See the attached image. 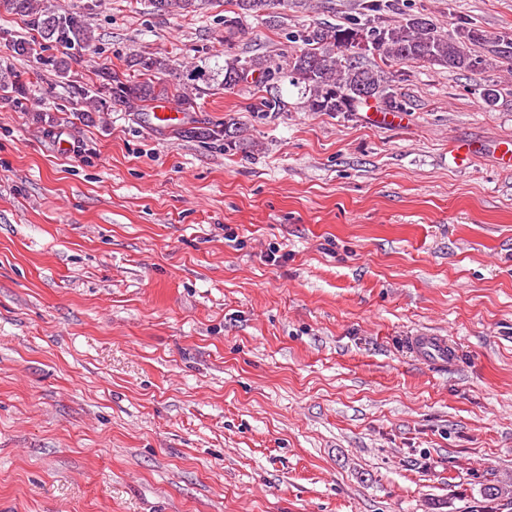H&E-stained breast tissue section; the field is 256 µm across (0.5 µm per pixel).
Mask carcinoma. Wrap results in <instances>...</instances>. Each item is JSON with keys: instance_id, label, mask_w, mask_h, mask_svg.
<instances>
[{"instance_id": "cac0c4a2", "label": "carcinoma", "mask_w": 512, "mask_h": 512, "mask_svg": "<svg viewBox=\"0 0 512 512\" xmlns=\"http://www.w3.org/2000/svg\"><path fill=\"white\" fill-rule=\"evenodd\" d=\"M281 0H234L235 10L224 16V65L221 86L231 91L250 83L255 89L269 94L258 96L245 106L247 112H279L284 104L273 91L288 82L298 89L307 107L313 112H356L371 98L390 110H400L403 103L391 88L394 74L376 64L364 61L358 52L359 40L366 37L372 50L394 63L422 61L451 71H476L487 65L485 55L476 47L486 43L511 46L509 37L491 38L482 31L463 23L458 38L439 30L432 19L413 15L398 24H380L375 17L385 11V0H367L363 7L366 22L347 25H324L306 28L288 36L295 44L291 50L273 55L243 56L235 52L234 36L247 17H261ZM154 13L179 15L203 8V0H150ZM0 13L23 18L32 34L28 39L17 36L9 39L13 52L32 60L33 71L52 68L58 77L68 72L75 55L90 49L96 41L94 29L83 11L58 13L46 8L39 0H0ZM58 52L48 56V50ZM135 70L146 79L136 80L129 74ZM173 70L170 60L158 56L134 55L126 69L104 67L98 71L97 85L78 87L74 97L86 103L88 111H96L102 95L114 105L147 108L161 96L176 93L182 110L194 112L196 99L211 89V75L195 67L186 74L187 83L175 91L163 82L147 79L152 74ZM23 73L12 68L0 71V90L14 94L16 104L26 109L31 102L29 87L22 81ZM176 134L187 138L224 140V152L243 149V128L238 119L224 118L211 127L179 128Z\"/></svg>"}]
</instances>
